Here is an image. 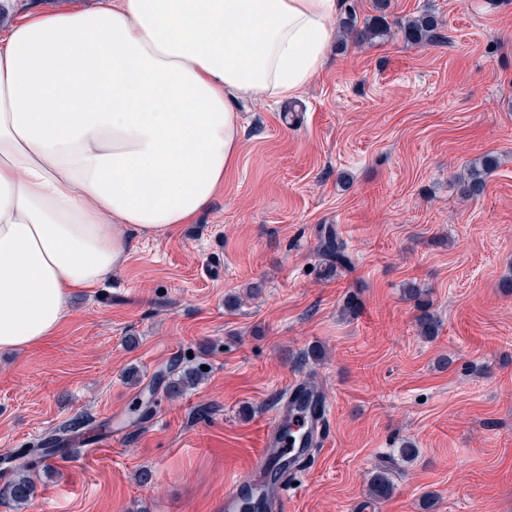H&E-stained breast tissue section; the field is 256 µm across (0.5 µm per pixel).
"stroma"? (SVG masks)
Instances as JSON below:
<instances>
[{"label": "stroma", "instance_id": "35a3bbf8", "mask_svg": "<svg viewBox=\"0 0 512 512\" xmlns=\"http://www.w3.org/2000/svg\"><path fill=\"white\" fill-rule=\"evenodd\" d=\"M386 14L432 15L440 38L335 39L297 97L241 101L210 209L135 239L55 336L0 354V455L75 419L110 442L42 465L22 506L0 472V512H224L237 477L264 476L285 388L311 376L331 415L278 512H423L429 495L433 512H512V0H387ZM487 153L499 164L467 199L464 170ZM323 224L352 258L329 278ZM188 371L195 385L169 395ZM387 461L394 491L371 499ZM406 295L409 296L416 307L420 310V315L416 318L418 332L421 336L432 338L439 328V321L436 315L429 310L430 304L425 300L426 294L422 288H417L416 284L409 283L405 288Z\"/></svg>", "mask_w": 512, "mask_h": 512}]
</instances>
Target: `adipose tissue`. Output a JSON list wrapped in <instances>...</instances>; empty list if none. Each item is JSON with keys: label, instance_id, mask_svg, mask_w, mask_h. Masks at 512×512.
Listing matches in <instances>:
<instances>
[{"label": "adipose tissue", "instance_id": "obj_1", "mask_svg": "<svg viewBox=\"0 0 512 512\" xmlns=\"http://www.w3.org/2000/svg\"><path fill=\"white\" fill-rule=\"evenodd\" d=\"M343 0H100L0 31V352L53 335L134 237L206 212L238 102L297 96Z\"/></svg>", "mask_w": 512, "mask_h": 512}]
</instances>
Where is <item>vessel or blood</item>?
<instances>
[{"label": "vessel or blood", "instance_id": "b4317fda", "mask_svg": "<svg viewBox=\"0 0 512 512\" xmlns=\"http://www.w3.org/2000/svg\"><path fill=\"white\" fill-rule=\"evenodd\" d=\"M327 422V405L320 393L311 390L305 382L291 383L288 397L276 415V426L266 435V447L278 449L291 458L305 457L316 443ZM286 483L266 487L248 479L236 481L224 494V512H240L246 498L269 495L284 498Z\"/></svg>", "mask_w": 512, "mask_h": 512}]
</instances>
